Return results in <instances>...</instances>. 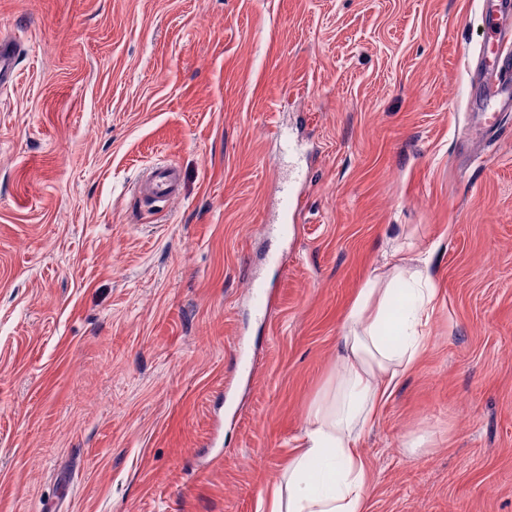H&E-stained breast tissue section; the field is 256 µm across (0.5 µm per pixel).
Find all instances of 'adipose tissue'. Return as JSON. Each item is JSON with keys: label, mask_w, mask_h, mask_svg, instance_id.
Segmentation results:
<instances>
[{"label": "adipose tissue", "mask_w": 512, "mask_h": 512, "mask_svg": "<svg viewBox=\"0 0 512 512\" xmlns=\"http://www.w3.org/2000/svg\"><path fill=\"white\" fill-rule=\"evenodd\" d=\"M367 279L346 316L336 387L310 409L284 485L259 496L261 512H367L369 478L359 442L397 380L420 356L435 288L429 268L409 279ZM406 304L396 308L395 292Z\"/></svg>", "instance_id": "obj_1"}]
</instances>
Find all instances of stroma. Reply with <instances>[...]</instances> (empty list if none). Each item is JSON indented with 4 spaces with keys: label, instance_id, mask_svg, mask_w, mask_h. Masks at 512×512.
<instances>
[{
    "label": "stroma",
    "instance_id": "obj_1",
    "mask_svg": "<svg viewBox=\"0 0 512 512\" xmlns=\"http://www.w3.org/2000/svg\"><path fill=\"white\" fill-rule=\"evenodd\" d=\"M483 25L478 0H0V512H256L402 243L436 293L360 441L367 512H512V115L470 152ZM16 44L6 37L0 39V88L12 84L15 77ZM140 193L150 196L164 208L178 195L177 170L172 165L161 164L152 167L140 184Z\"/></svg>",
    "mask_w": 512,
    "mask_h": 512
}]
</instances>
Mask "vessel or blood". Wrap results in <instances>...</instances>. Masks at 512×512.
Segmentation results:
<instances>
[{"mask_svg":"<svg viewBox=\"0 0 512 512\" xmlns=\"http://www.w3.org/2000/svg\"><path fill=\"white\" fill-rule=\"evenodd\" d=\"M482 14L496 18L497 29L484 48V99L476 107V122L482 133L497 132L504 113L512 112V0H479ZM16 45L0 39V88L12 84L15 77ZM142 194L155 202L169 204L178 195L175 167H152L140 184Z\"/></svg>","mask_w":512,"mask_h":512,"instance_id":"obj_1","label":"vessel or blood"}]
</instances>
